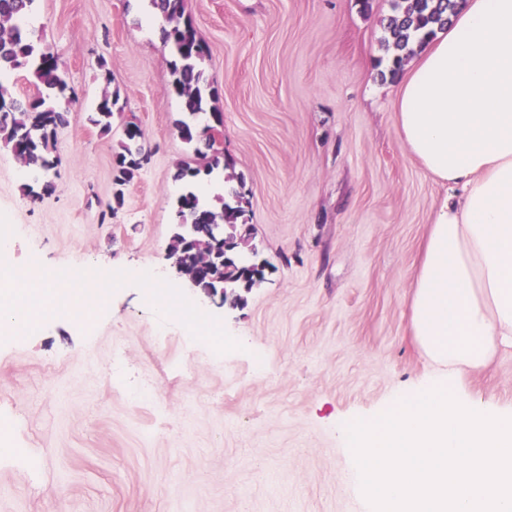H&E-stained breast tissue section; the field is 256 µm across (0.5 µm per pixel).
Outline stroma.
<instances>
[{
  "mask_svg": "<svg viewBox=\"0 0 512 512\" xmlns=\"http://www.w3.org/2000/svg\"><path fill=\"white\" fill-rule=\"evenodd\" d=\"M186 0L209 46L226 184L248 201L264 279L220 306L177 278L173 174L193 160L168 91V47L131 0H36L79 103L55 138L51 194L0 144L10 265L111 269L121 283L87 330L73 310L0 334V512H361L342 428L383 417L433 372L410 327L413 283L447 186L396 127L401 79L382 78L391 0ZM119 91L110 131L91 118ZM150 154L125 186L127 124ZM123 205H116V196ZM149 266L223 338L162 313ZM460 393L512 407V351Z\"/></svg>",
  "mask_w": 512,
  "mask_h": 512,
  "instance_id": "35a3bbf8",
  "label": "stroma"
}]
</instances>
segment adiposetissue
Segmentation results:
<instances>
[{
  "label": "adipose tissue",
  "mask_w": 512,
  "mask_h": 512,
  "mask_svg": "<svg viewBox=\"0 0 512 512\" xmlns=\"http://www.w3.org/2000/svg\"><path fill=\"white\" fill-rule=\"evenodd\" d=\"M395 112L409 153L453 194L433 216L410 307L439 373L344 434L365 512H512V410L455 391L512 349V0H466L411 62Z\"/></svg>",
  "instance_id": "adipose-tissue-1"
}]
</instances>
